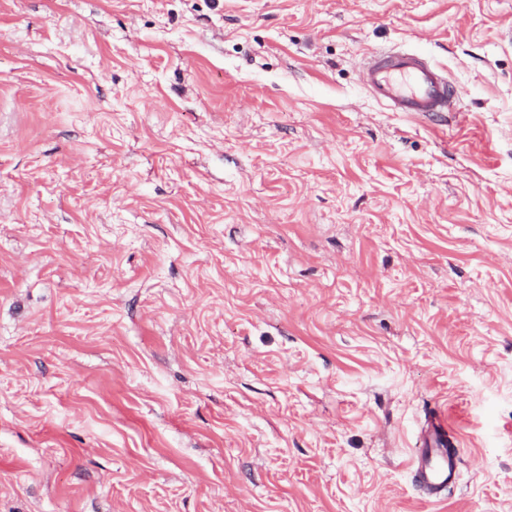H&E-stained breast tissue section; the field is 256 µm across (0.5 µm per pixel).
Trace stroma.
Listing matches in <instances>:
<instances>
[{"label":"stroma","mask_w":512,"mask_h":512,"mask_svg":"<svg viewBox=\"0 0 512 512\" xmlns=\"http://www.w3.org/2000/svg\"><path fill=\"white\" fill-rule=\"evenodd\" d=\"M0 512H512V0H0ZM361 82L371 97L394 112L448 120L460 112L461 95L444 68L409 51L373 52L361 66ZM460 448L448 437V427L439 414L431 418L422 448L413 457L416 484L432 499H439L458 478Z\"/></svg>","instance_id":"35a3bbf8"}]
</instances>
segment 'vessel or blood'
<instances>
[{"label": "vessel or blood", "mask_w": 512, "mask_h": 512, "mask_svg": "<svg viewBox=\"0 0 512 512\" xmlns=\"http://www.w3.org/2000/svg\"><path fill=\"white\" fill-rule=\"evenodd\" d=\"M360 77L371 97L395 112L444 121L460 109L461 95L444 68L414 52L371 53L362 63ZM459 454L445 420L431 418L413 457L414 480L429 498L442 497L456 483Z\"/></svg>", "instance_id": "1"}]
</instances>
